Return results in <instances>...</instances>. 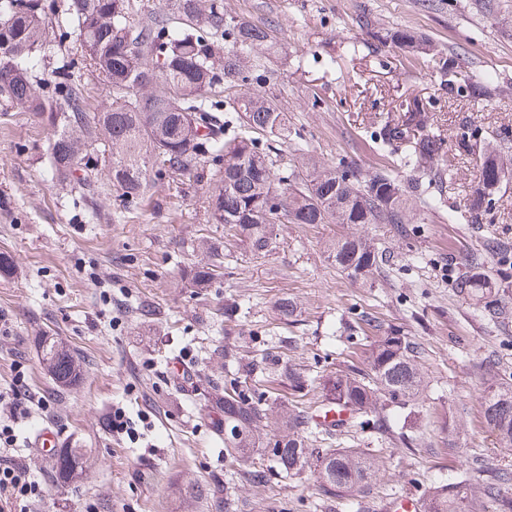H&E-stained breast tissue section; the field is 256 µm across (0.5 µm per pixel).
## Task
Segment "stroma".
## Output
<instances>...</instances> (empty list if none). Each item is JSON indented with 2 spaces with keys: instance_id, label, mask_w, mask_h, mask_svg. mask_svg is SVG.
<instances>
[{
  "instance_id": "obj_1",
  "label": "stroma",
  "mask_w": 512,
  "mask_h": 512,
  "mask_svg": "<svg viewBox=\"0 0 512 512\" xmlns=\"http://www.w3.org/2000/svg\"><path fill=\"white\" fill-rule=\"evenodd\" d=\"M224 9L278 29L281 52L262 59L243 87L274 95L326 165H392L372 133L402 94L432 102L445 134L464 120L485 134L512 129V0H224ZM364 15L434 41L467 71L492 74L489 94L449 99L426 63L366 35ZM352 42L360 48L353 58L343 53ZM302 57L309 69H298ZM51 136L21 108L0 114V252L14 263L13 275L0 277V393L25 389L49 402L16 429L15 454L46 491L34 512H184L178 489L194 479L226 492L225 501H200L194 512H382L389 499L425 497L454 477L481 480L475 458L512 470V449L498 445L484 417L486 364L512 379V318L487 321L452 286L466 254H484L497 271L486 244L493 237L512 244V184L479 227L449 223L446 213L401 236L384 224L365 226L389 261L363 286L338 272L324 248L337 225H275L269 252L257 254L212 223L206 174L153 176L147 197L128 207L112 188L91 197L54 175ZM475 165L474 156L447 146L436 170L453 174L442 184L449 209L465 208ZM206 238L223 241L224 264L211 287L196 288L188 274ZM285 299L296 306L287 320L278 312ZM231 302L238 309L228 318ZM144 303L153 314L142 315ZM365 316L418 346L428 387L416 414L391 406L386 431L317 429L308 443L375 449L376 481L354 498L322 495L309 472L250 483L248 464L227 460L211 431V397L232 386L256 400L298 401L273 368L247 377L239 363L276 359L312 379L347 369L363 337L335 329ZM41 336L61 339L82 361L77 386L52 382L36 346ZM227 344L239 363L220 357ZM177 360L191 366L189 380L170 379ZM299 401L312 409L320 397L313 390ZM117 406L142 423L138 442L113 435ZM49 423L86 451L81 476L63 487L47 468V451L29 443Z\"/></svg>"
}]
</instances>
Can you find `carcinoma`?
Segmentation results:
<instances>
[{
  "label": "carcinoma",
  "mask_w": 512,
  "mask_h": 512,
  "mask_svg": "<svg viewBox=\"0 0 512 512\" xmlns=\"http://www.w3.org/2000/svg\"><path fill=\"white\" fill-rule=\"evenodd\" d=\"M169 12H142L137 0H63L57 26L72 37L69 66L43 79L46 95L33 79L31 63L46 56L49 43L41 0H0V52L11 54L10 67L0 62V108L19 106L54 129L49 151L56 174L68 178L79 170L80 189L97 194L104 183L120 191L127 204L144 198L153 172L191 174L214 167L209 196L212 223L252 251H268L274 224H337L340 232L326 244L336 269L349 279L373 284L387 262L372 240L354 231L365 224H410L427 220L445 207L441 192L426 186L428 166L443 153L446 140L433 127L432 105L421 98L404 101L399 116L374 134L378 148L399 154L404 177L395 170L357 166L322 167L309 147L294 142L287 113L276 97L232 91L261 56L279 49V32L224 12V0H168ZM371 38L395 44L409 56L432 66L448 87V99L468 90L481 99L493 82L489 73L464 75L457 57L407 29L370 30ZM89 64L107 84L110 103L90 110L73 69ZM293 143L301 163L288 175L276 174L277 160L259 149L260 139ZM509 130L483 143L468 204L448 211L451 224L486 223L487 204L501 183L512 179ZM279 200L280 209L270 208ZM206 261L191 270L197 288H208L219 276L218 245L205 248ZM464 271L452 287L491 321L509 316L507 278L496 280L485 269L482 254L464 259ZM370 336L360 350L365 368H349L320 379L330 408L347 407L351 418L374 416L381 429L384 403L404 409L422 395L426 383L417 366L418 350L401 331L365 318ZM44 367L60 388L77 385L83 366L64 343L52 336L38 341ZM281 376L297 391L309 379L285 365ZM484 415L503 448H512V382L490 373ZM210 424L224 435L227 456L248 461L250 453L273 441L269 465L249 470L260 484L266 473L289 478L315 468L326 495L365 492L376 472L373 456L356 448H310L305 434L313 417L285 404L254 403L241 391L226 390L211 403ZM79 448H58L51 471L64 485L82 471ZM188 502L206 500L210 487L190 483L181 491ZM424 512H512V472L498 470L477 484L464 480L433 486Z\"/></svg>",
  "instance_id": "cac0c4a2"
}]
</instances>
